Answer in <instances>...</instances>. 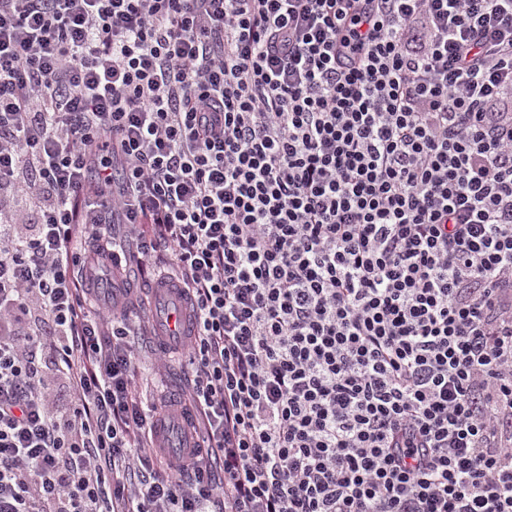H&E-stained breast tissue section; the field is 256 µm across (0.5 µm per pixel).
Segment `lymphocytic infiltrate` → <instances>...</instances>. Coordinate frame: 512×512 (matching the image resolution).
Returning a JSON list of instances; mask_svg holds the SVG:
<instances>
[{
    "mask_svg": "<svg viewBox=\"0 0 512 512\" xmlns=\"http://www.w3.org/2000/svg\"><path fill=\"white\" fill-rule=\"evenodd\" d=\"M0 512H512V0H0ZM153 288H156V292L152 310L155 322L160 328L159 332L162 334L154 341V349L159 356L163 357L169 343V330H174V317H169L173 309L180 305L181 295L172 282L154 284ZM168 368L170 372L176 371L178 364L161 360L153 355L146 358L138 371L137 383L139 391H142L143 394L147 393L148 397L153 398L156 391L162 388L161 380Z\"/></svg>",
    "mask_w": 512,
    "mask_h": 512,
    "instance_id": "obj_1",
    "label": "lymphocytic infiltrate"
}]
</instances>
